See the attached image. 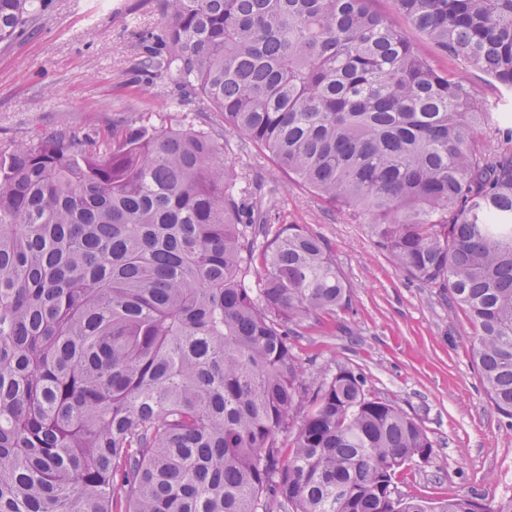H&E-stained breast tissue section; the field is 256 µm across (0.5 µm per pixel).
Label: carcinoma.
Wrapping results in <instances>:
<instances>
[{
	"label": "carcinoma",
	"instance_id": "1",
	"mask_svg": "<svg viewBox=\"0 0 512 512\" xmlns=\"http://www.w3.org/2000/svg\"><path fill=\"white\" fill-rule=\"evenodd\" d=\"M374 2L159 0L134 71L448 289L512 417V121ZM395 2L512 89V0ZM50 4L0 0V43ZM236 184L204 130L0 145V512H512L403 498L426 431L350 368L298 377L291 337L349 291L321 236L274 227Z\"/></svg>",
	"mask_w": 512,
	"mask_h": 512
}]
</instances>
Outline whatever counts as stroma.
Listing matches in <instances>:
<instances>
[{"mask_svg": "<svg viewBox=\"0 0 512 512\" xmlns=\"http://www.w3.org/2000/svg\"><path fill=\"white\" fill-rule=\"evenodd\" d=\"M156 0H53L35 27L0 49V142L21 143L37 131L83 132L147 117L159 127L205 129L222 136L238 187L271 181L268 163L228 133L217 113L171 102L160 83L136 80L141 37L157 31ZM438 67L466 80L477 104L498 102L512 113V91L463 60L437 57ZM276 224H302L329 244L350 288L327 336H298L294 353L309 384L337 368L365 374L374 396L394 404L427 432L431 462L405 469L406 498L512 497V418L490 400L475 363V329L447 290L409 278L346 212L328 211L292 184L271 204Z\"/></svg>", "mask_w": 512, "mask_h": 512, "instance_id": "1", "label": "stroma"}]
</instances>
